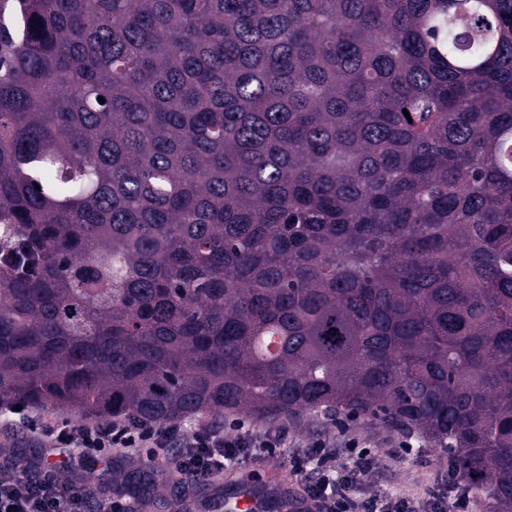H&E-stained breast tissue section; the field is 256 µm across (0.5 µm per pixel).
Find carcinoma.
I'll return each instance as SVG.
<instances>
[{"mask_svg": "<svg viewBox=\"0 0 512 512\" xmlns=\"http://www.w3.org/2000/svg\"><path fill=\"white\" fill-rule=\"evenodd\" d=\"M16 406L370 420L512 512V0H0Z\"/></svg>", "mask_w": 512, "mask_h": 512, "instance_id": "obj_1", "label": "carcinoma"}]
</instances>
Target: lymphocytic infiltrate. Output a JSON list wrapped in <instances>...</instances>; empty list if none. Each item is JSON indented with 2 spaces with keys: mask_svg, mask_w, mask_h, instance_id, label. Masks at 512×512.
<instances>
[{
  "mask_svg": "<svg viewBox=\"0 0 512 512\" xmlns=\"http://www.w3.org/2000/svg\"><path fill=\"white\" fill-rule=\"evenodd\" d=\"M39 437L49 439L35 471L18 469L13 461H0V512H93L108 504L110 512H139L132 495L111 494L109 483L91 487L93 459L120 466L148 468L167 463L177 485L190 489L193 481L223 473L237 461L259 456L272 463L287 462L301 491L314 502L315 512H470L471 495L450 473L426 474L421 492L386 491L368 496L366 483L375 472V455L363 439L349 435L344 452L325 441L300 445L287 431L262 433L236 423L231 430L197 426L182 435L180 424H134L128 420L48 423L30 419ZM180 437L179 448L170 441ZM63 467L52 464L53 456Z\"/></svg>",
  "mask_w": 512,
  "mask_h": 512,
  "instance_id": "obj_1",
  "label": "lymphocytic infiltrate"
}]
</instances>
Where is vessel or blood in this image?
Wrapping results in <instances>:
<instances>
[{"mask_svg":"<svg viewBox=\"0 0 512 512\" xmlns=\"http://www.w3.org/2000/svg\"><path fill=\"white\" fill-rule=\"evenodd\" d=\"M218 512H312L313 503L297 489H285L279 475L245 471L224 479Z\"/></svg>","mask_w":512,"mask_h":512,"instance_id":"vessel-or-blood-1","label":"vessel or blood"}]
</instances>
